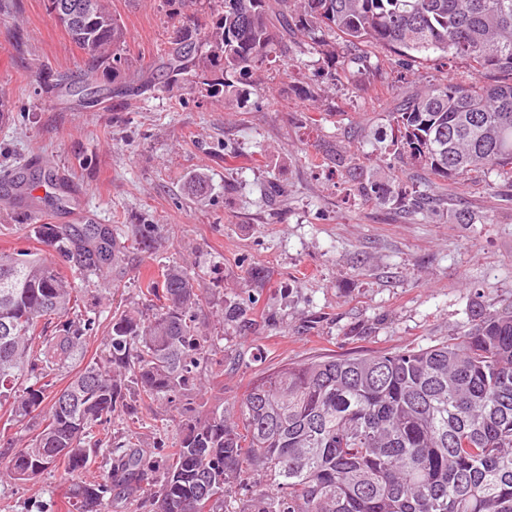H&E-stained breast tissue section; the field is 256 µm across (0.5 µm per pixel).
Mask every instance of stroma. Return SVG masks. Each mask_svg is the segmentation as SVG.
<instances>
[{"label":"stroma","instance_id":"stroma-1","mask_svg":"<svg viewBox=\"0 0 512 512\" xmlns=\"http://www.w3.org/2000/svg\"><path fill=\"white\" fill-rule=\"evenodd\" d=\"M126 40L129 69L154 63L175 19L166 0H111ZM390 51L361 52L351 74L328 80L317 55L291 47L267 61L236 101L189 89L130 97L117 108L47 90L45 71L79 79L86 55L47 0H0V184L21 172L65 173L87 222L157 227V248L128 250L118 291L101 277L67 275L102 312L87 356L102 353L113 307L140 303L141 278L167 266L199 275L212 304L202 321L224 374L203 377L181 401L154 404L138 423L114 420L113 441L133 439L144 457L171 447L188 416L241 397L280 365L320 357L425 348L454 336L476 306L512 301V196L496 173L445 186L408 165L392 191L448 195L450 207L405 217L376 205L324 163L346 145L390 143L387 115L404 93L446 80L468 85L472 62L429 54L402 67ZM368 82L370 93L359 92ZM319 89L307 100L301 87ZM206 176L204 199L186 184ZM472 221L455 223L450 209ZM63 212L0 211V249L55 257L35 226ZM262 279L249 283L248 275ZM254 298L252 329L225 325L226 300ZM71 478L52 469L35 480L0 484V512H65Z\"/></svg>","mask_w":512,"mask_h":512}]
</instances>
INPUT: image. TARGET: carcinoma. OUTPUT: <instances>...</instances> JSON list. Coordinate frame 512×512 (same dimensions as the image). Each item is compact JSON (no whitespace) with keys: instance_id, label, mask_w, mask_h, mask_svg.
Returning <instances> with one entry per match:
<instances>
[{"instance_id":"cac0c4a2","label":"carcinoma","mask_w":512,"mask_h":512,"mask_svg":"<svg viewBox=\"0 0 512 512\" xmlns=\"http://www.w3.org/2000/svg\"><path fill=\"white\" fill-rule=\"evenodd\" d=\"M75 9L63 27L89 55L82 80L48 75L57 92L130 96L224 80L230 98L296 35L336 71V41L389 49L406 60L431 52L466 57L477 69L511 78L468 86L446 82L406 95L389 113L394 158L444 182L496 171L512 174V0H222L202 29H177L157 64L121 81L125 35L109 0ZM112 71V85L97 84ZM330 161L364 197L394 200L416 213L424 194H392L335 151ZM37 233L85 274L123 265L126 247L102 224H41ZM133 243L154 247L152 231L130 225ZM146 309L112 311L106 347L85 359L99 316L58 262L29 250H0V409L23 424L40 417L28 443L0 449L15 481L57 465L81 473L101 455L96 480L70 485L75 512H112V497H142L151 512H512V303L481 308L445 343L343 359L285 363L256 379L237 401L236 418L215 405L185 420L160 461L124 441L112 446V420L140 406L173 402L202 375H215L212 338L200 316L211 299L196 277L168 267L141 288ZM224 323L253 324L250 306L224 304ZM68 383L55 388L58 377Z\"/></svg>"}]
</instances>
